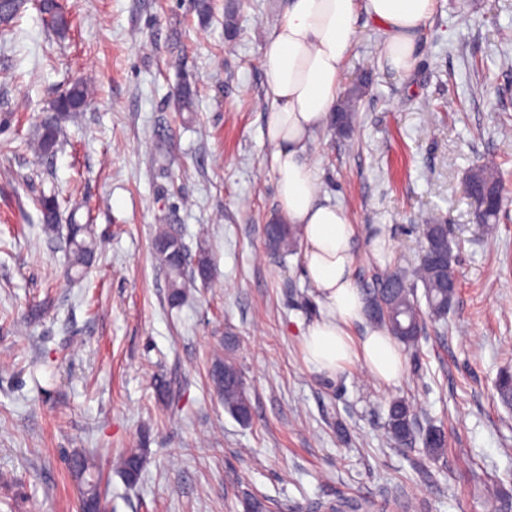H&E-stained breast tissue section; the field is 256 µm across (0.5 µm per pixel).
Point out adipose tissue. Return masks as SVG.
Masks as SVG:
<instances>
[{
  "mask_svg": "<svg viewBox=\"0 0 512 512\" xmlns=\"http://www.w3.org/2000/svg\"><path fill=\"white\" fill-rule=\"evenodd\" d=\"M436 2L288 0L263 52L279 216L299 229L304 275L321 305L303 334L305 361L320 372L336 373L356 359L392 383L404 370L400 347L385 329L369 330L357 341L349 333L366 306L352 276L356 228L343 207L320 196L310 149L336 109L357 16L366 15L380 32L386 66L405 79L416 66L418 37Z\"/></svg>",
  "mask_w": 512,
  "mask_h": 512,
  "instance_id": "ef3b65f1",
  "label": "adipose tissue"
}]
</instances>
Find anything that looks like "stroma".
Returning <instances> with one entry per match:
<instances>
[{
	"instance_id": "1",
	"label": "stroma",
	"mask_w": 512,
	"mask_h": 512,
	"mask_svg": "<svg viewBox=\"0 0 512 512\" xmlns=\"http://www.w3.org/2000/svg\"><path fill=\"white\" fill-rule=\"evenodd\" d=\"M61 2L75 18L65 38L28 0L0 39V512H80L78 454L98 467L105 512H242L247 492L270 512L349 498L389 512L399 494L406 512H485L489 480L512 498V409L493 388L512 366V0H437L405 80L358 17L342 77L367 79L353 129L315 135L320 193L358 229L359 288L418 261L425 219L448 227L457 295L393 384L359 363L332 376L306 364L316 294L301 252L265 246L279 211L262 55L284 0H212L206 17L197 0ZM75 77L89 103L37 159L34 126ZM185 79L191 113L175 102ZM481 166L503 185L485 227L465 188ZM52 192L60 226L94 225L105 243L79 279L64 278L65 239L41 221L36 201ZM162 216L213 263L212 285L177 307L153 248ZM377 239L391 246L379 260ZM228 335L246 425L208 380ZM397 397L418 430L443 428L438 459L390 444ZM130 448L145 456L133 484L118 467Z\"/></svg>"
}]
</instances>
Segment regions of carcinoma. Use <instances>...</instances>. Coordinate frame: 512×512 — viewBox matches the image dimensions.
<instances>
[{"instance_id": "cac0c4a2", "label": "carcinoma", "mask_w": 512, "mask_h": 512, "mask_svg": "<svg viewBox=\"0 0 512 512\" xmlns=\"http://www.w3.org/2000/svg\"><path fill=\"white\" fill-rule=\"evenodd\" d=\"M24 7L23 0H0V38L11 32V24ZM41 11L47 15L46 24L53 32L64 37L70 29L68 14L59 7L57 0H43ZM363 94V87L354 86L333 113L330 131L345 133L351 129L357 102ZM195 90L191 82L181 83L178 106L182 112H191ZM90 98V88L82 80H74L60 92L52 103L51 112L42 118L30 148L44 160L52 158L60 145L61 123L67 117L80 112ZM58 202L55 196L40 199L42 221L54 231L58 227ZM424 245L419 264L412 268H396L377 279L376 286L368 291L371 301L383 303L387 317L375 320V324L393 336L403 345L417 344L425 322L420 307L417 289L423 288L428 314L435 320L447 318L452 300L457 293V282L452 278L448 253L452 252L448 235L440 224L423 225ZM266 246L273 253H288L297 249V227L293 224H272L265 235ZM66 247L70 254L69 277H80L88 269L99 250L97 240L90 225L71 224L67 228ZM157 259L166 271L167 296L171 303L181 302L187 288L201 281L205 286L212 279V264L208 255L198 256L195 269L186 267L187 247L180 232L172 224L159 225L155 236ZM235 340L227 338L224 351L214 355L209 373L214 392L224 403V409L242 424L252 418V406L245 389L242 372L238 367L233 351ZM496 392L500 402L512 407V372L500 373L496 382ZM386 433L390 442L397 447H407L416 441V414L411 403L404 398H396L389 405ZM428 456H438L446 447L445 434L430 428L422 437ZM144 464L141 449L131 448L120 459V469L129 482L138 480ZM74 476L83 483L82 512H99L101 502L96 484L91 479L94 463L86 456L77 455L71 461ZM484 508L486 512H512V502L496 484L485 485Z\"/></svg>"}]
</instances>
